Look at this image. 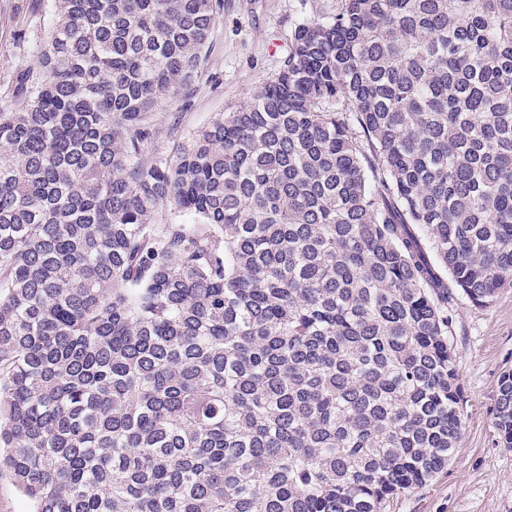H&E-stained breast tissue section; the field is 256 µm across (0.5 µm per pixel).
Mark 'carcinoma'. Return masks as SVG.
Returning a JSON list of instances; mask_svg holds the SVG:
<instances>
[{"mask_svg":"<svg viewBox=\"0 0 512 512\" xmlns=\"http://www.w3.org/2000/svg\"><path fill=\"white\" fill-rule=\"evenodd\" d=\"M0 109V472L34 512H385L512 284V0H336L142 160L221 0H51ZM189 224H159V204ZM494 426L512 448V368Z\"/></svg>","mask_w":512,"mask_h":512,"instance_id":"obj_1","label":"carcinoma"}]
</instances>
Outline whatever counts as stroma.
<instances>
[{
  "mask_svg": "<svg viewBox=\"0 0 512 512\" xmlns=\"http://www.w3.org/2000/svg\"><path fill=\"white\" fill-rule=\"evenodd\" d=\"M0 0V88L37 67L35 38L48 36L50 4ZM336 8V0H224L206 66L186 91L155 111L144 161L190 146L194 135L250 101L282 68L295 26ZM451 340L464 399L463 429L447 467L417 491L390 499L386 512H512V448L493 427L498 377L512 366V285L486 307L460 300Z\"/></svg>",
  "mask_w": 512,
  "mask_h": 512,
  "instance_id": "35a3bbf8",
  "label": "stroma"
}]
</instances>
